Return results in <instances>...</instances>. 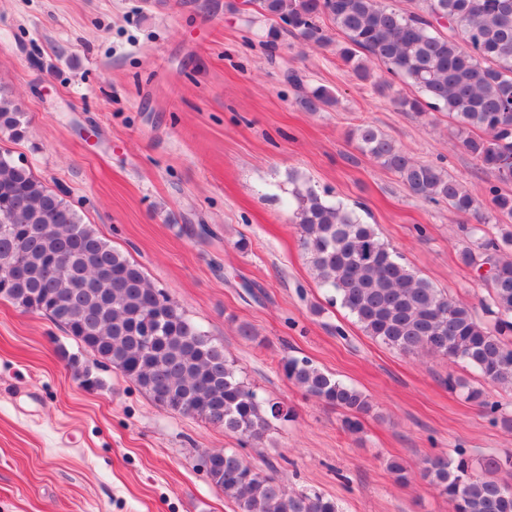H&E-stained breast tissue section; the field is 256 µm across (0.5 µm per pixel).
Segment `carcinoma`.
Returning a JSON list of instances; mask_svg holds the SVG:
<instances>
[{
  "label": "carcinoma",
  "instance_id": "obj_1",
  "mask_svg": "<svg viewBox=\"0 0 512 512\" xmlns=\"http://www.w3.org/2000/svg\"><path fill=\"white\" fill-rule=\"evenodd\" d=\"M400 12L385 0H259L260 14L286 25L285 32L310 46H325L331 21L345 45L341 60L362 80L368 63L420 93L397 95L404 112H448L461 147L503 183L512 182V0H418ZM445 18L448 26L434 21ZM365 53L361 59L359 53ZM302 89L309 112L336 102L325 88ZM25 113L0 88V134L24 137ZM360 150L398 174L427 203L445 202L457 213L478 215L483 200L442 168L412 160L375 127L353 132ZM297 224L311 269L372 338L404 354L428 353L464 362L492 385L512 388V232L480 237L459 253L488 288L481 322L473 308L420 277L376 228L314 189L297 193ZM492 209L512 218V195L492 191ZM0 298L46 315L83 347L118 369L164 409L197 415L236 434L241 445L261 441L273 422L293 411L260 398L239 376L235 362L200 326L145 276L142 267L112 248L59 194L0 148ZM279 366L289 381L342 410L343 429L360 432L369 397L316 367L285 355ZM448 388L467 390L494 423L512 430V415L481 388L448 376ZM209 482L237 512H338L335 500L315 490L288 491L236 452L205 454ZM512 471V455L490 456L473 471L462 448L425 459L422 477L448 498L453 512H512V484L496 478Z\"/></svg>",
  "mask_w": 512,
  "mask_h": 512
}]
</instances>
